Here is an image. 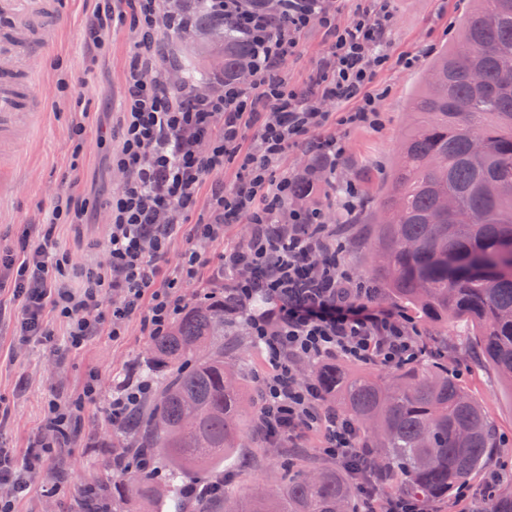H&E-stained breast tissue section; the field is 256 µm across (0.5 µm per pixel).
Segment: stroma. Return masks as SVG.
I'll return each mask as SVG.
<instances>
[{
    "label": "stroma",
    "mask_w": 512,
    "mask_h": 512,
    "mask_svg": "<svg viewBox=\"0 0 512 512\" xmlns=\"http://www.w3.org/2000/svg\"><path fill=\"white\" fill-rule=\"evenodd\" d=\"M54 20L39 23L41 47L17 42L12 30L28 22L37 12L36 0H0V62L14 64L19 72V90L29 97L39 117L17 122V135L0 140V252L19 250L27 236L50 235L59 250L72 259L67 283L82 285L84 267L103 261L108 233L105 205L124 181V173L111 158L121 146L120 112L125 73L140 29L132 15L118 22L109 51L89 53L85 24L96 0H55ZM468 0H393L394 25L387 49L392 56L417 54L409 68L396 65L379 71L374 84L384 94L377 101L381 114L378 129L331 126L329 134L341 138L345 153L336 170V181L350 180L359 187L364 204L352 223L340 225L337 235L345 244L344 259L356 273L369 276L371 255L365 241L370 227L365 218L379 199L395 149L409 122L407 106L417 89L429 59L453 41ZM331 38L319 25L301 36L298 52L283 66L291 87L306 89ZM84 125L83 143H76L73 130ZM80 158H73L74 148ZM78 169H71V162ZM73 187L87 205L80 224H51L47 218L58 192ZM211 189L203 187L168 252L159 261L164 275L176 274L180 256L189 244L194 224L207 221ZM251 227L246 222L224 227L223 241L202 245L208 261L203 280L186 283V302L220 287L214 275L225 247L243 244ZM17 306L9 293L0 294V444L25 458L32 438L45 425L50 400L80 408L79 433L67 447L55 449L50 461L37 471L28 493L16 504V512H67L69 496L87 483L109 480L98 448L111 439L110 410L113 398L128 388L129 370L149 355L150 338L141 317L127 320L121 336L108 333L91 337L78 350L65 348L66 326L51 320L55 342L23 346L14 339ZM236 357L244 367V394L256 399L259 380L267 366L246 323H238ZM453 370L500 429L501 444L490 468L512 470V389L499 382L495 372L477 361L458 325L448 327L444 351ZM97 392L86 398L88 380ZM297 460L304 470L332 468L334 457L322 450L319 433H307L297 447L270 445L256 426H249L241 448L224 460L225 489L237 495L242 487L262 491L282 488L288 480L286 459Z\"/></svg>",
    "instance_id": "1"
}]
</instances>
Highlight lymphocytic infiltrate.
I'll return each instance as SVG.
<instances>
[{"mask_svg": "<svg viewBox=\"0 0 512 512\" xmlns=\"http://www.w3.org/2000/svg\"><path fill=\"white\" fill-rule=\"evenodd\" d=\"M127 2L141 38L126 69L122 147L114 159L126 178L107 205V259L86 271L75 292L66 283L69 258L49 237L0 255V291L11 289L21 305L18 340L51 341L48 323L57 318L67 325L66 347L81 348L104 330L100 308L107 293L119 299L113 323L143 312L149 334L163 333L182 309L181 284L198 279L205 262L186 252L180 276L163 281L158 260L207 179L225 164H238L239 184L230 193L213 188L212 221L198 225L196 234L211 239L223 225L243 219L251 226L246 244L225 249L220 269L225 290L248 312L268 365L259 384L257 427L275 441L320 430L325 452L349 463L358 452L357 426L327 405L313 379L298 378L295 364L343 358L392 368L417 361L427 349L410 318L376 301V288L345 264L341 247L332 243L336 230L321 210L290 207L293 178H273L271 170L288 147L304 140L336 169L342 142L308 138L329 121L379 127L373 78L394 60L386 51L394 21L390 0H364L343 27L336 24V0H278L271 13L243 11L238 0H224L225 14L252 41V80L225 83L216 95L189 85L171 90L153 48L158 29L174 28L176 13L163 0ZM316 18L333 41L317 92H299L287 88L281 68ZM394 61L409 67L414 58ZM324 100L335 103V112L321 108ZM258 295L268 307L253 315L249 308ZM76 418L72 407L50 402L48 433L28 448L33 464L50 457L55 435ZM31 478V467L18 466L15 451L0 447V485L11 490L0 498V512H15L14 499L29 490Z\"/></svg>", "mask_w": 512, "mask_h": 512, "instance_id": "f902f5d3", "label": "lymphocytic infiltrate"}]
</instances>
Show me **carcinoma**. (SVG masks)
Returning a JSON list of instances; mask_svg holds the SVG:
<instances>
[{
	"mask_svg": "<svg viewBox=\"0 0 512 512\" xmlns=\"http://www.w3.org/2000/svg\"><path fill=\"white\" fill-rule=\"evenodd\" d=\"M177 2L183 28L195 35L193 54L216 55L225 81L239 76L253 46L217 0ZM505 60L512 61V0H472L456 40L422 73L409 103L413 122L367 223L371 274L383 293L432 329L463 325L466 341L512 386V79L502 71ZM474 138L486 145L480 158L470 154ZM443 197L454 205L449 218L438 216ZM237 320L235 304L212 292L152 337L143 371L156 389L113 428L117 450L103 460L125 477L77 494L71 512H133L162 499L174 512H214L215 499L187 494L186 479L217 468L241 446L247 413L227 357L235 343L224 337ZM314 378L365 425L358 447L370 449L410 499L433 506L457 499L500 447L484 407L444 363L352 374L320 363ZM137 455L168 461L166 489L144 470L125 469ZM351 501L343 468L295 470L264 498L223 499L221 512H348ZM474 512H512V491Z\"/></svg>",
	"mask_w": 512,
	"mask_h": 512,
	"instance_id": "1",
	"label": "carcinoma"
}]
</instances>
